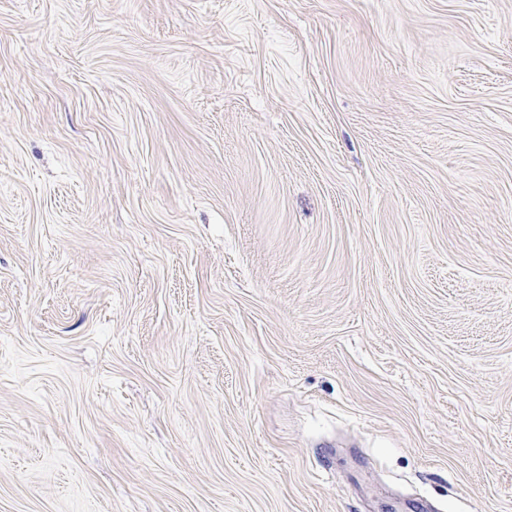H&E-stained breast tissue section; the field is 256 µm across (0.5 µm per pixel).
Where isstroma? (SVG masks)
Instances as JSON below:
<instances>
[{"mask_svg":"<svg viewBox=\"0 0 512 512\" xmlns=\"http://www.w3.org/2000/svg\"><path fill=\"white\" fill-rule=\"evenodd\" d=\"M0 512H512V0H0Z\"/></svg>","mask_w":512,"mask_h":512,"instance_id":"obj_1","label":"stroma"}]
</instances>
